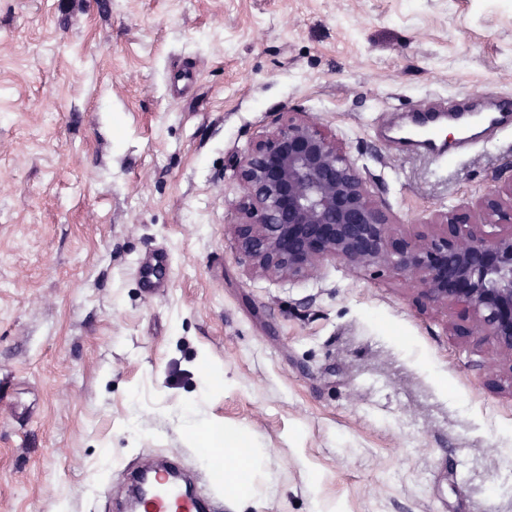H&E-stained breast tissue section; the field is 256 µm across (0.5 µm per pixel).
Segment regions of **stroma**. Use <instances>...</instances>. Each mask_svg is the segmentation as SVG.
<instances>
[{
	"mask_svg": "<svg viewBox=\"0 0 512 512\" xmlns=\"http://www.w3.org/2000/svg\"><path fill=\"white\" fill-rule=\"evenodd\" d=\"M492 96L512 0H0V512H117L126 469L166 452L226 512H512L491 338L389 267L252 273L230 231L239 162L288 110L412 236L512 177V129L445 161L378 130ZM202 424L260 449L248 494Z\"/></svg>",
	"mask_w": 512,
	"mask_h": 512,
	"instance_id": "35a3bbf8",
	"label": "stroma"
}]
</instances>
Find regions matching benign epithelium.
I'll return each instance as SVG.
<instances>
[{"label": "benign epithelium", "mask_w": 512, "mask_h": 512, "mask_svg": "<svg viewBox=\"0 0 512 512\" xmlns=\"http://www.w3.org/2000/svg\"><path fill=\"white\" fill-rule=\"evenodd\" d=\"M238 184L231 229L252 271L302 279L327 260L353 271L389 266L418 298L458 310L454 335L492 337L499 361L512 367V179L398 239L343 143L307 112H280L240 161ZM488 224L511 230L489 234Z\"/></svg>", "instance_id": "1"}]
</instances>
